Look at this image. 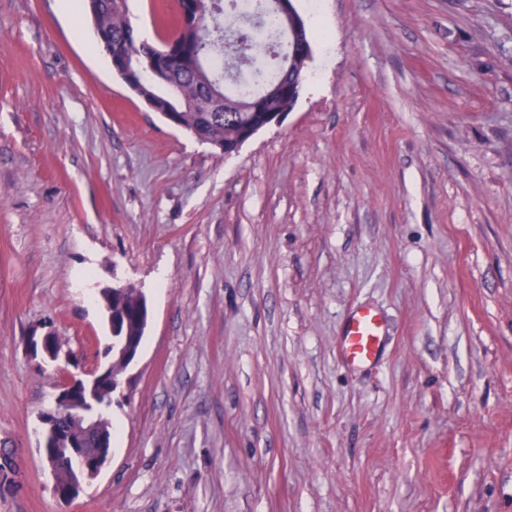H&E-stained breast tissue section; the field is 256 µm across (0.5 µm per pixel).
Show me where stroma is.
<instances>
[{
	"label": "stroma",
	"mask_w": 512,
	"mask_h": 512,
	"mask_svg": "<svg viewBox=\"0 0 512 512\" xmlns=\"http://www.w3.org/2000/svg\"><path fill=\"white\" fill-rule=\"evenodd\" d=\"M313 60L232 156L134 95L65 0H0V512H512V0H297ZM172 0H127L156 41ZM150 310L71 503L35 433L97 301ZM378 363L338 353L347 316ZM143 297L144 295L138 289L126 286L120 290L113 291V293L111 292L106 297L105 302V310L112 307V309H122L126 312L128 319L124 330L128 336L140 338V342L143 341L144 335H142L140 329L138 313ZM384 326L370 308H358L347 317L340 336V350L350 366H369L379 357Z\"/></svg>",
	"instance_id": "35a3bbf8"
}]
</instances>
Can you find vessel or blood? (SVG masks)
I'll use <instances>...</instances> for the list:
<instances>
[{"instance_id":"vessel-or-blood-1","label":"vessel or blood","mask_w":512,"mask_h":512,"mask_svg":"<svg viewBox=\"0 0 512 512\" xmlns=\"http://www.w3.org/2000/svg\"><path fill=\"white\" fill-rule=\"evenodd\" d=\"M384 326L378 314L370 308H359L347 317L340 336V350L346 363L363 367L379 357Z\"/></svg>"}]
</instances>
